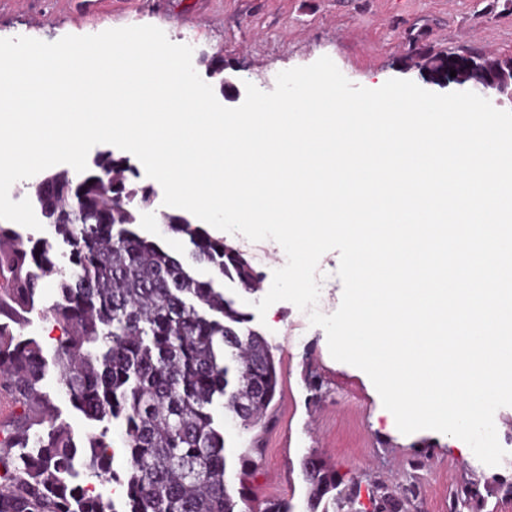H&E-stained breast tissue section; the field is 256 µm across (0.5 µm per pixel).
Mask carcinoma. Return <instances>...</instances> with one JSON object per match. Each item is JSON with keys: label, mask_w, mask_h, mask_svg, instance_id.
Here are the masks:
<instances>
[{"label": "carcinoma", "mask_w": 512, "mask_h": 512, "mask_svg": "<svg viewBox=\"0 0 512 512\" xmlns=\"http://www.w3.org/2000/svg\"><path fill=\"white\" fill-rule=\"evenodd\" d=\"M415 58L432 75L447 73L444 54L417 47ZM133 177L127 158L104 154L81 177L59 170L31 192L50 236L0 224V387L21 406L0 423V512H239L255 495L259 441L237 455L238 483L230 482L214 407L254 428L276 396L267 341L216 287L228 279L252 292L258 276L240 251L181 213L163 221L211 268L208 278L141 235L136 212L152 188ZM59 244L69 251L58 253ZM50 278L58 299L49 314L65 336L48 353L25 329ZM52 370L71 408L90 421H121L123 473L113 468L107 432L80 439L62 418L46 389ZM301 473L308 512H420L414 480L393 487L348 476L315 453L302 459ZM83 478L123 482L124 509L90 494ZM363 491L368 505L359 509ZM493 497L512 498V477L461 480L448 512H483Z\"/></svg>", "instance_id": "cac0c4a2"}]
</instances>
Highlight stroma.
<instances>
[{
	"label": "stroma",
	"mask_w": 512,
	"mask_h": 512,
	"mask_svg": "<svg viewBox=\"0 0 512 512\" xmlns=\"http://www.w3.org/2000/svg\"><path fill=\"white\" fill-rule=\"evenodd\" d=\"M134 25L161 28L170 41L187 44L194 55L222 52L234 89L217 93L223 106L238 102L235 88L250 82L272 91L280 71L307 66L329 56L353 84L376 88L391 78L414 81L434 93L455 91L403 64L416 47L431 46L454 57L477 52L487 57L512 56V0H101L87 11L83 0H0V38L27 36L54 42L65 35H91ZM151 185L153 210L143 212L140 229L172 255L188 258L189 243L173 237L159 223L163 189ZM224 239L242 248L259 273L258 289L247 293L224 282V294L248 317L247 326L268 342L279 369V389L264 428L226 426V445L240 453L261 440L263 453L253 479L258 499L288 500L292 512H306V489L300 462L315 452L340 472L376 475L390 484L415 476L425 512H448V489L463 478L486 481L512 476V406L497 410L494 422L507 457L500 465L479 461L462 440L435 431L400 433L385 415L381 398L362 370L334 360L326 333L309 322L307 312L287 301L266 315L255 305L266 295L272 273L286 263L283 248L267 239L244 244L241 234ZM339 254L325 253L318 264L322 284L318 309L335 312L343 285L337 277ZM58 296L55 285L41 291L26 329L46 350H53L63 329L45 318ZM322 387L312 390L308 375ZM64 419L77 436L107 433L114 445V467L124 468L120 422H91L69 405Z\"/></svg>",
	"instance_id": "stroma-1"
}]
</instances>
